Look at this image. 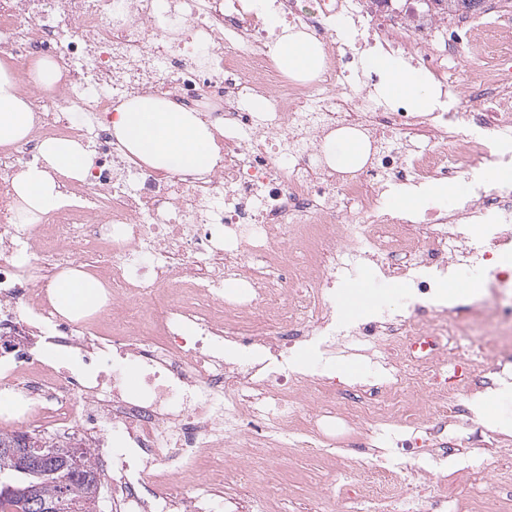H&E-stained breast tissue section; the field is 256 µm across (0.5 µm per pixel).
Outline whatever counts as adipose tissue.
Returning a JSON list of instances; mask_svg holds the SVG:
<instances>
[{
	"mask_svg": "<svg viewBox=\"0 0 512 512\" xmlns=\"http://www.w3.org/2000/svg\"><path fill=\"white\" fill-rule=\"evenodd\" d=\"M273 53L278 68L298 80L315 79L325 67L320 44L287 28L279 36ZM368 64L381 75L382 90L388 97L407 101L417 112L434 110L435 87L429 81H418L414 72L403 69L397 58L379 54L370 58ZM115 113L111 122L113 135L131 156L152 168L171 175L201 178L219 162L213 128L197 113L154 96L123 102ZM31 124V108L16 91L12 68L0 62V145L22 143ZM40 153V161L23 166L15 178L20 221L24 224L35 223L40 216L65 204L57 176L80 179L92 165L90 151L70 138L46 140ZM50 288L57 308L64 313L90 312L102 303V284L81 270L61 272L51 281Z\"/></svg>",
	"mask_w": 512,
	"mask_h": 512,
	"instance_id": "obj_1",
	"label": "adipose tissue"
}]
</instances>
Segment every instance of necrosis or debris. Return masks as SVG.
Returning <instances> with one entry per match:
<instances>
[{
    "label": "necrosis or debris",
    "mask_w": 512,
    "mask_h": 512,
    "mask_svg": "<svg viewBox=\"0 0 512 512\" xmlns=\"http://www.w3.org/2000/svg\"><path fill=\"white\" fill-rule=\"evenodd\" d=\"M284 27L322 44L318 78L276 66ZM358 30L368 38L356 45ZM461 39L485 72L466 88L452 65ZM367 48L411 56L440 90L435 109L381 97L358 55ZM0 54L18 62L34 116L26 142L0 149V335L31 331L85 366L76 376L44 355L0 354V400L19 403L0 430L111 436L106 479L119 512H267L256 465L290 447L344 471L343 449L394 423L405 431L396 470L366 458L351 483L321 482L311 512H360L379 497L389 512H512L467 453L497 440L455 402L474 376L512 379V270L499 264L512 252V183L477 189L452 214L428 208L418 238L391 205L427 181L512 167V24L481 26L447 0H0ZM37 57L60 64L54 91L33 89L24 64ZM146 95L218 125L213 175L130 158L111 115ZM258 97L264 110L252 107ZM343 128L367 147L349 172L322 149ZM57 137L87 146L95 163L84 179L61 178L66 205L18 228L14 177ZM367 265L408 284L407 308L340 324L336 280ZM67 269L103 282L94 313L55 308L49 284ZM450 273L483 279L476 318L437 305ZM352 343L372 353L380 382L340 393L322 371L284 364L299 344L330 357ZM447 431L463 447L436 449ZM225 458L241 468L221 469ZM450 462L471 475L468 495L449 494Z\"/></svg>",
    "instance_id": "necrosis-or-debris-1"
}]
</instances>
